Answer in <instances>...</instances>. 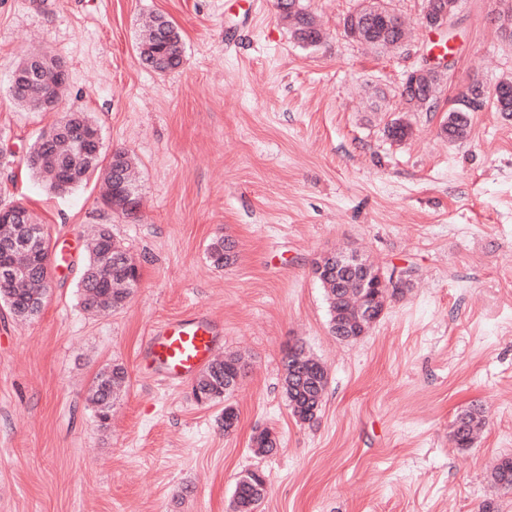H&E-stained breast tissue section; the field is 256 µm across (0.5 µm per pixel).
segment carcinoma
<instances>
[{"label":"carcinoma","instance_id":"1","mask_svg":"<svg viewBox=\"0 0 512 512\" xmlns=\"http://www.w3.org/2000/svg\"><path fill=\"white\" fill-rule=\"evenodd\" d=\"M288 7L287 18L294 36L303 45L317 47L324 40V32L314 17L306 11L302 0H277V7ZM355 12L368 18V24L357 30L352 38L373 48L386 51H399L404 48L407 34L398 26V20L392 18L395 11L388 8L385 0H367ZM182 36L177 25L164 15H157L141 34L137 45L141 62L158 73H167L180 67L182 63ZM36 53L26 55L17 64L13 73L24 74L22 80L9 85L13 99L22 107L37 109V101L47 89H61L60 74L53 64L44 66L33 78L26 74L31 69ZM447 77L433 76L427 83L424 97L426 104L409 99L406 101L410 112H432L437 109L439 94ZM498 94L492 96L495 111L512 117V80L504 79L497 83ZM472 107L456 105L448 110V115L440 126V134L450 141H462L466 138L470 126ZM411 132V126L402 118H395L385 128L386 136L392 140L402 141ZM21 162L36 176L41 178L48 189L58 192L59 182L70 179L71 189H76L92 176L103 177L106 189L104 195L114 193L120 183L112 180V166L102 164L101 157H93L86 151L79 150L65 139H57L51 145L35 140L26 154L20 158L12 155L3 163V168L12 167ZM109 236L106 228H100L92 236L91 246L83 272L87 278L79 281L81 300L88 311H115L126 303L132 292L131 277L136 272L132 257L119 243H113L112 252L105 254L102 239ZM230 251L228 239L219 236L209 246V258L216 267L228 263L226 253ZM6 258L14 264L29 269L27 280L14 285L0 284V300L14 315L26 312L30 302L44 299L47 288L44 284V269L26 250H16L0 259ZM328 303L330 321L336 327L345 330L341 340H357L353 336L358 321L361 320L360 300L362 289L356 272L344 270L328 279L322 285ZM283 388L291 412L301 422L313 421L320 411L327 381L325 370L320 362L308 354L301 346L288 348L283 357ZM245 361L237 355H226L202 371L196 378L193 390L200 391L203 404L224 403V410L229 412L224 419V431H229L238 421L235 407L229 403L230 392L224 389V377H237L243 374ZM127 380L125 368L114 364L99 371L93 380L92 402L96 406L99 418L105 420L112 408V399L116 398ZM453 423L461 424V432H450L453 443L458 448H469L477 435L487 424V417L479 407H472L463 415L456 416ZM491 479L494 485L505 490H512V456L501 458L495 465ZM267 494V481L264 472L250 471L236 481L234 497L237 512H253Z\"/></svg>","mask_w":512,"mask_h":512}]
</instances>
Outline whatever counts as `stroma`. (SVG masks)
I'll return each mask as SVG.
<instances>
[{
	"label": "stroma",
	"instance_id": "stroma-1",
	"mask_svg": "<svg viewBox=\"0 0 512 512\" xmlns=\"http://www.w3.org/2000/svg\"><path fill=\"white\" fill-rule=\"evenodd\" d=\"M359 2L305 0L325 33L306 49L275 0H0V144L25 152L59 120L8 91L24 54H48L103 153L134 154L140 193L128 219L104 207L99 180L58 195L23 169L0 176V204L26 205L51 250L69 251L37 316L0 304V512H230L249 468L267 478L259 512H512L491 480L512 456V118L487 100L465 140L439 131L473 82L512 77V41L497 0H461L440 109L407 112L401 80L442 38L421 27V0H389L413 31L403 51L354 42L342 23ZM156 14L185 47L164 74L136 48ZM400 116L412 133L395 142L385 126ZM98 224L141 277L124 308L94 315L77 284ZM220 235L234 248L217 268ZM329 251L410 274L355 342L331 333L313 273ZM200 315L221 353L247 362L230 434L192 381L138 366L155 325ZM293 344L328 373L310 424L282 388ZM113 363L128 380L104 424L92 383ZM472 405L488 424L462 450L450 425ZM264 428L280 446L258 455Z\"/></svg>",
	"mask_w": 512,
	"mask_h": 512
}]
</instances>
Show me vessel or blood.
Wrapping results in <instances>:
<instances>
[{
  "instance_id": "b4317fda",
  "label": "vessel or blood",
  "mask_w": 512,
  "mask_h": 512,
  "mask_svg": "<svg viewBox=\"0 0 512 512\" xmlns=\"http://www.w3.org/2000/svg\"><path fill=\"white\" fill-rule=\"evenodd\" d=\"M148 361L175 380L191 378L219 356L211 324L205 318L167 320L147 340Z\"/></svg>"
}]
</instances>
